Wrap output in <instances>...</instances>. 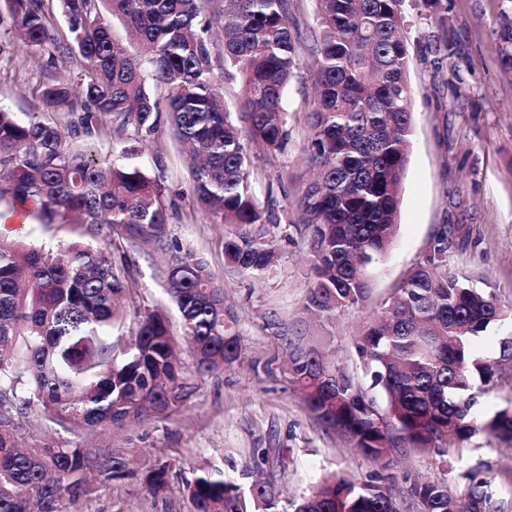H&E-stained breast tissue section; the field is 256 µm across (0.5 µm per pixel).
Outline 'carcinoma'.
I'll return each instance as SVG.
<instances>
[{
	"instance_id": "obj_1",
	"label": "carcinoma",
	"mask_w": 512,
	"mask_h": 512,
	"mask_svg": "<svg viewBox=\"0 0 512 512\" xmlns=\"http://www.w3.org/2000/svg\"><path fill=\"white\" fill-rule=\"evenodd\" d=\"M443 0H317L307 46L317 95L302 151L317 178L297 190L313 281L305 310L325 322L367 305L370 272L389 253L408 162L412 126L407 81V10L428 15L448 55ZM14 35L35 48L82 59L77 81L45 82L40 112L20 120L0 105V200L28 203L44 225L84 234L106 228L170 253L165 291L181 336L205 376L236 361L239 319L207 263L168 237L166 188L132 163L138 145L168 125L190 149L192 194L218 224L235 227L224 258L260 276L276 254L264 227L250 155H275L288 140L285 92L300 65L302 36L289 0H57L68 27L60 40L44 0H5ZM135 34L129 48L109 16ZM497 55L512 69V9L499 18ZM237 78L242 97L224 102L218 75ZM83 112L88 129L109 124L120 143L112 161L66 141L55 112ZM442 232L429 255L364 321L353 338L362 378L322 351L288 337V373L308 410L381 462L402 448L445 464L481 433L512 443L508 406L483 411V398L512 390V336L494 351L478 341L512 317L495 290L448 273ZM132 264L112 244L72 242L57 249L0 242V512H80L97 486L127 478L125 453L100 455L69 441L32 439L20 447V418L39 409L57 434L77 438L103 427L168 414L195 392L176 356L169 317L135 308L125 327L122 301ZM172 465L143 472L147 490L167 487ZM452 494L439 482L404 476L414 512H499L483 465ZM192 512H400L386 487L334 474L282 506L266 482L245 488L224 470L200 466L186 480Z\"/></svg>"
}]
</instances>
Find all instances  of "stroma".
<instances>
[{"label":"stroma","instance_id":"obj_1","mask_svg":"<svg viewBox=\"0 0 512 512\" xmlns=\"http://www.w3.org/2000/svg\"><path fill=\"white\" fill-rule=\"evenodd\" d=\"M444 4L454 47L450 56L440 45L433 20L408 13L413 124L391 250L373 273L370 305L341 312L332 323L304 309L312 271L295 196L313 174L301 152L308 133L305 115L316 96L309 55H302L286 92L292 129L288 144L276 157L252 159L259 175V202L280 218L272 230L277 261L263 277L241 274L225 264L224 239L233 228L213 223L195 208L190 161L170 131L162 130L155 142L143 146L139 165L148 170L161 165L160 178L172 200L168 234L195 249L223 286L239 318L243 351L238 361L199 379L193 397L169 416L100 432L98 447L123 450L135 465L175 463L179 473L164 494L152 496L139 481L128 479L98 489L85 499L83 512H190L184 481L193 467L205 463L223 467L226 477L237 482L243 470L255 471L282 498L293 500L330 472L361 481L382 477L397 496L409 472L442 482L453 493L461 472L479 462L495 477L505 512H512V487L499 480L512 471V456L497 438L476 435L468 455L448 466L408 451L384 468L308 411L287 368V329L307 336L311 344L331 345L337 358L355 366L351 346L359 324L444 229L449 232L448 271L469 276L477 287L495 288L502 308H512V71L501 66L495 51L503 2ZM0 41L7 43L10 54L0 61V102L18 117L40 111L38 84L78 70L75 60L23 44L9 23L0 24ZM1 238L55 247L76 235L66 227L41 224L28 208L6 199L0 201ZM122 249L135 263L126 308L167 305L159 272L165 254L127 241Z\"/></svg>","mask_w":512,"mask_h":512}]
</instances>
